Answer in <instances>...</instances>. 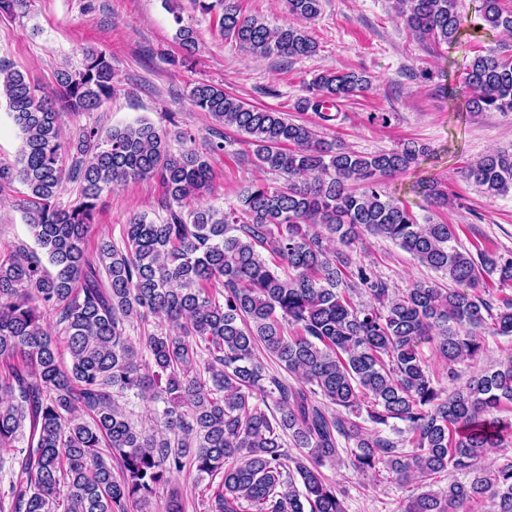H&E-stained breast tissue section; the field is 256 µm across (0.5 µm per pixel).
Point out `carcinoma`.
Wrapping results in <instances>:
<instances>
[{
	"label": "carcinoma",
	"mask_w": 512,
	"mask_h": 512,
	"mask_svg": "<svg viewBox=\"0 0 512 512\" xmlns=\"http://www.w3.org/2000/svg\"><path fill=\"white\" fill-rule=\"evenodd\" d=\"M285 2L294 22L271 27L239 0H195L206 14L219 10V34L253 55H317L305 23L323 0ZM28 6L0 0V14ZM394 8L421 40L458 39V0ZM481 11L483 27L512 32L501 0H483ZM173 15L190 55L196 32ZM113 78L112 58L89 50L81 70L57 73L53 103L0 58V103L22 137L14 162L0 165V193L16 180L26 186L18 207L35 241L0 250V449L11 467L0 512H347L323 473L343 452L357 473L382 468L417 484L398 512H475L487 499L494 512H512V459L482 465L489 449L512 445V423L498 416L512 407V361L449 393L421 353L432 345L453 380L455 364L483 354V335L512 336V296L485 297L488 279L512 283V257L465 249L456 225L421 224L388 192L385 178L426 148L351 151L206 83L187 97L220 128L199 147L182 134L191 145L172 152L168 132L145 119L81 125L63 138V112L98 110ZM465 83L468 111L512 112V56L476 54ZM371 85L363 71L321 70L296 107L328 122L329 107ZM228 129L252 146L258 169L284 182L257 181L226 210L186 208L209 190ZM464 175L487 196H506L512 151L490 152ZM143 179L163 188L167 218L136 214L123 247L102 239L89 251L102 193ZM68 183L79 190L65 204ZM416 188L449 203L433 180ZM365 233L448 286L392 287L357 258ZM360 291L373 303L356 304ZM133 323L143 330L136 338ZM132 397L150 404L153 427L131 420ZM286 438L303 453L289 455ZM184 471L195 472L201 497L174 490L155 502ZM444 473L463 478L432 489Z\"/></svg>",
	"instance_id": "cac0c4a2"
}]
</instances>
